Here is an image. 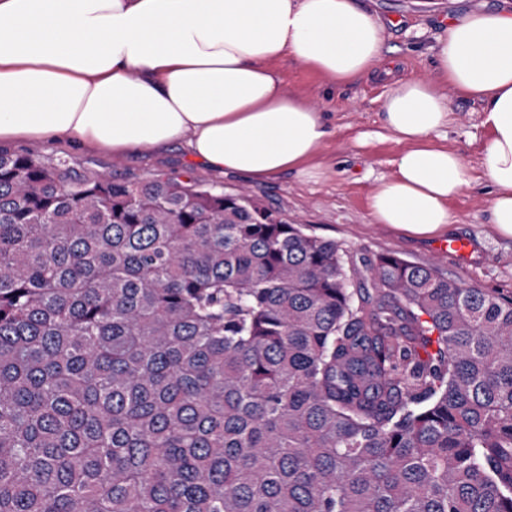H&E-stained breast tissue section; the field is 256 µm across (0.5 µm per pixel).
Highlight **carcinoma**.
<instances>
[{
    "instance_id": "carcinoma-1",
    "label": "carcinoma",
    "mask_w": 512,
    "mask_h": 512,
    "mask_svg": "<svg viewBox=\"0 0 512 512\" xmlns=\"http://www.w3.org/2000/svg\"><path fill=\"white\" fill-rule=\"evenodd\" d=\"M0 512H512V298L0 149Z\"/></svg>"
}]
</instances>
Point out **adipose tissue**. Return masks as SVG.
Listing matches in <instances>:
<instances>
[{"instance_id":"ef3b65f1","label":"adipose tissue","mask_w":512,"mask_h":512,"mask_svg":"<svg viewBox=\"0 0 512 512\" xmlns=\"http://www.w3.org/2000/svg\"><path fill=\"white\" fill-rule=\"evenodd\" d=\"M383 31L361 0H0V142L113 153L180 142L258 181L314 177L330 132L276 66L345 84L373 70ZM431 51L436 79L402 78L383 95V122L407 148L371 217L419 237L451 224L448 203L472 178L458 152L429 141L450 120L446 83L483 106L491 222L512 240V13L456 18Z\"/></svg>"}]
</instances>
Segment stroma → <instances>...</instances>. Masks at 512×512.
Here are the masks:
<instances>
[{
    "instance_id": "stroma-1",
    "label": "stroma",
    "mask_w": 512,
    "mask_h": 512,
    "mask_svg": "<svg viewBox=\"0 0 512 512\" xmlns=\"http://www.w3.org/2000/svg\"><path fill=\"white\" fill-rule=\"evenodd\" d=\"M385 24L384 55L378 70L390 69L404 77L433 78L429 51L444 35L451 19L478 8H511L512 0H362ZM277 69L287 90L323 113L330 135L313 159L321 174L309 179L296 174L257 182L235 172H218L189 158L185 146L171 144L161 151L116 156L60 142L13 141L0 144L6 151H24L45 157L63 156L87 175L105 173L118 181H136L153 174L195 176L228 193L243 190L266 205L305 224L309 234L334 240L354 256L392 254L411 262L431 264L448 277H459L484 290L512 296V241L498 237L490 224L493 188L483 166L489 132L483 107L450 86L451 121L430 137L432 144L460 153L474 179L471 187L452 199V237L471 240L475 260L469 266L437 249L438 237L420 238L388 224L374 223L369 197L380 179L394 175L403 143L382 122V79L357 78L344 85L330 84L313 69L285 61Z\"/></svg>"
}]
</instances>
